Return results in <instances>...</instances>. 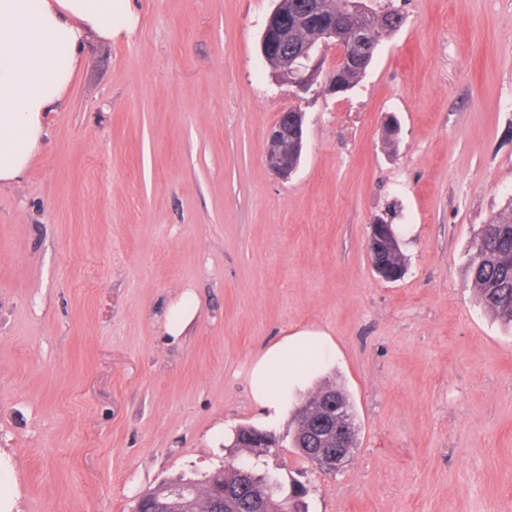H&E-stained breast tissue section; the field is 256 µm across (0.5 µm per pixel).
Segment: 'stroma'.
<instances>
[{"instance_id": "1", "label": "stroma", "mask_w": 512, "mask_h": 512, "mask_svg": "<svg viewBox=\"0 0 512 512\" xmlns=\"http://www.w3.org/2000/svg\"><path fill=\"white\" fill-rule=\"evenodd\" d=\"M401 11L344 94L297 98L259 40L276 0H132L137 31L90 42L23 182L0 190V501L130 512L143 491L240 456L251 354L320 329L357 445L324 475L288 442L259 468L309 512H512V330L465 274L512 196V0H367ZM305 114L295 174L270 127ZM400 133L388 145L385 123ZM407 258L374 270L384 211ZM199 306L177 337L169 305ZM288 115L290 127L288 129ZM285 117V122L281 118ZM304 112L297 107L282 112L272 125L265 148V162L268 168L279 178L287 180L297 169L302 151L304 137Z\"/></svg>"}]
</instances>
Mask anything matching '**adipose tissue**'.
I'll return each mask as SVG.
<instances>
[{
  "label": "adipose tissue",
  "instance_id": "obj_1",
  "mask_svg": "<svg viewBox=\"0 0 512 512\" xmlns=\"http://www.w3.org/2000/svg\"><path fill=\"white\" fill-rule=\"evenodd\" d=\"M131 0H0V189L24 179L81 70L88 41L131 34ZM336 363V343L318 330L279 337L252 357L248 383L262 429L291 416L303 393Z\"/></svg>",
  "mask_w": 512,
  "mask_h": 512
}]
</instances>
